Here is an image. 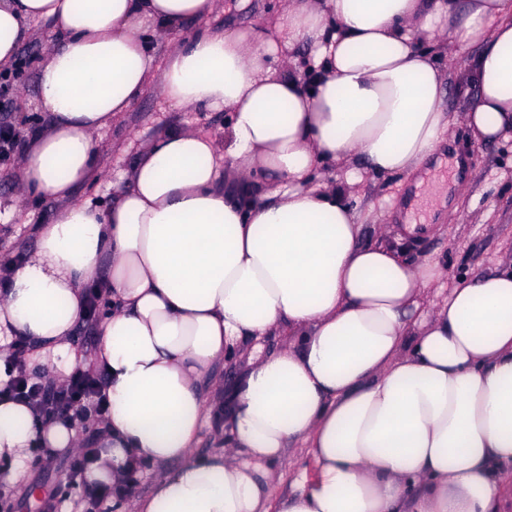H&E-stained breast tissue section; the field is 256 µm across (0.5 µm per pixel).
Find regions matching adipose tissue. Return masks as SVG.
Listing matches in <instances>:
<instances>
[{
  "instance_id": "ef3b65f1",
  "label": "adipose tissue",
  "mask_w": 512,
  "mask_h": 512,
  "mask_svg": "<svg viewBox=\"0 0 512 512\" xmlns=\"http://www.w3.org/2000/svg\"><path fill=\"white\" fill-rule=\"evenodd\" d=\"M213 0H0V68L31 20L55 38L38 72L49 122L13 176L61 201L36 247L0 264V484L33 449L72 451L66 418L39 422L4 395L15 339L33 380L104 378L89 488L118 512H512V266L444 287L442 261L363 245L345 191L322 166L362 157L409 176L452 136L433 38L460 16L477 47L464 112L482 142L512 139V0H286L272 25L203 30L157 65L148 39ZM314 48L311 81L287 75ZM177 110H221L223 135L175 127L139 149L103 209L72 198L97 170V137L150 90ZM105 282L99 344L74 337ZM288 342L264 354L262 338ZM254 340L225 385L215 368ZM216 423L221 451L194 448ZM314 477L276 496L287 449ZM154 491L129 495L143 463Z\"/></svg>"
}]
</instances>
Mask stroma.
Instances as JSON below:
<instances>
[{"label": "stroma", "mask_w": 512, "mask_h": 512, "mask_svg": "<svg viewBox=\"0 0 512 512\" xmlns=\"http://www.w3.org/2000/svg\"><path fill=\"white\" fill-rule=\"evenodd\" d=\"M281 0H215L213 8L200 18L184 23L168 40L153 41L150 52L165 61L173 47L194 32L211 29L245 28L270 22ZM459 20H449L429 46L441 70L451 74L443 108L454 120L455 155L468 160L465 176H458L454 157H446L441 167L431 171L418 199L413 217L433 227L422 242L410 246L406 256L420 262L430 257L446 263L445 281L457 276L477 277L512 264V140L479 143L467 131L463 114L469 97L462 83L458 49ZM50 44L49 25L33 21L28 37L18 52L19 61L7 80H0V122L32 130L47 121L38 98L37 64ZM223 112H177L154 91L137 100L129 112L106 128L100 138L102 172L79 186L73 198L91 199L108 205L112 194L109 183L127 169L141 144L174 126L191 124L203 131L223 134ZM14 164L0 166V255L19 256L35 244L32 227L47 223L60 209V202L24 195L13 177ZM326 178L348 191L349 201L362 226L361 240L383 239L397 242L395 228H384L387 213L399 198L397 180L374 176L361 161L326 171ZM69 455L33 452L28 481L12 487L0 486V512H46L45 502L70 505L71 512H89L81 490L70 488Z\"/></svg>", "instance_id": "35a3bbf8"}]
</instances>
